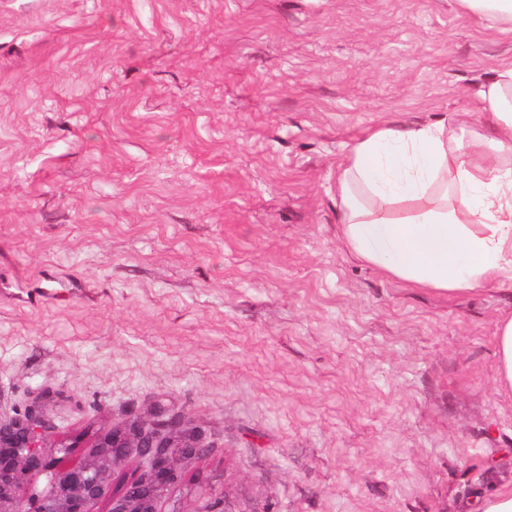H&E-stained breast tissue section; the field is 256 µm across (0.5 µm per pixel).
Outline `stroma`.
<instances>
[{"mask_svg": "<svg viewBox=\"0 0 512 512\" xmlns=\"http://www.w3.org/2000/svg\"><path fill=\"white\" fill-rule=\"evenodd\" d=\"M512 63L456 0H0V411L162 405L208 454L159 512H478L512 489V289L415 288L340 237L374 128ZM497 380L512 390V314L501 316L496 328Z\"/></svg>", "mask_w": 512, "mask_h": 512, "instance_id": "1", "label": "stroma"}]
</instances>
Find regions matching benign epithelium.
<instances>
[{"mask_svg":"<svg viewBox=\"0 0 512 512\" xmlns=\"http://www.w3.org/2000/svg\"><path fill=\"white\" fill-rule=\"evenodd\" d=\"M55 432L42 392L24 412L0 415V512H101L106 496L108 512H156L157 500L181 478L171 455L192 458L210 448L186 431L181 416L159 410L148 422L119 421L86 447L81 462L61 468L43 447ZM131 455L135 468L116 472V464Z\"/></svg>","mask_w":512,"mask_h":512,"instance_id":"7a95c632","label":"benign epithelium"}]
</instances>
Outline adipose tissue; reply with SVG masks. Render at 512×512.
Returning <instances> with one entry per match:
<instances>
[{
  "label": "adipose tissue",
  "instance_id": "adipose-tissue-1",
  "mask_svg": "<svg viewBox=\"0 0 512 512\" xmlns=\"http://www.w3.org/2000/svg\"><path fill=\"white\" fill-rule=\"evenodd\" d=\"M469 137L447 119L380 126L340 166L349 252L417 288L512 283V63L474 85Z\"/></svg>",
  "mask_w": 512,
  "mask_h": 512
}]
</instances>
